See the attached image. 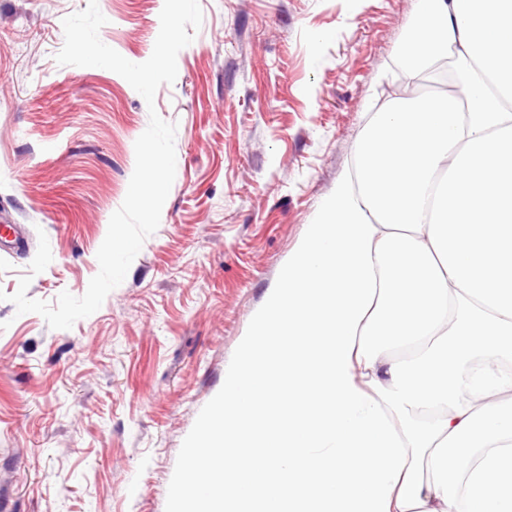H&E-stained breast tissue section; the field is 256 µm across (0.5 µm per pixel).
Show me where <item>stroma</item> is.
Segmentation results:
<instances>
[{"label": "stroma", "mask_w": 512, "mask_h": 512, "mask_svg": "<svg viewBox=\"0 0 512 512\" xmlns=\"http://www.w3.org/2000/svg\"><path fill=\"white\" fill-rule=\"evenodd\" d=\"M88 0H0V512H174L204 420L255 313L390 95L419 0H199L201 27L154 106L120 75L58 65ZM164 0H98L101 40L146 61ZM176 123L157 231L122 284L72 328L17 314L82 296L150 110Z\"/></svg>", "instance_id": "obj_1"}]
</instances>
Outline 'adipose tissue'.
Returning a JSON list of instances; mask_svg holds the SVG:
<instances>
[{"mask_svg":"<svg viewBox=\"0 0 512 512\" xmlns=\"http://www.w3.org/2000/svg\"><path fill=\"white\" fill-rule=\"evenodd\" d=\"M391 96L224 374L177 500L512 512V0H420Z\"/></svg>","mask_w":512,"mask_h":512,"instance_id":"adipose-tissue-1","label":"adipose tissue"}]
</instances>
